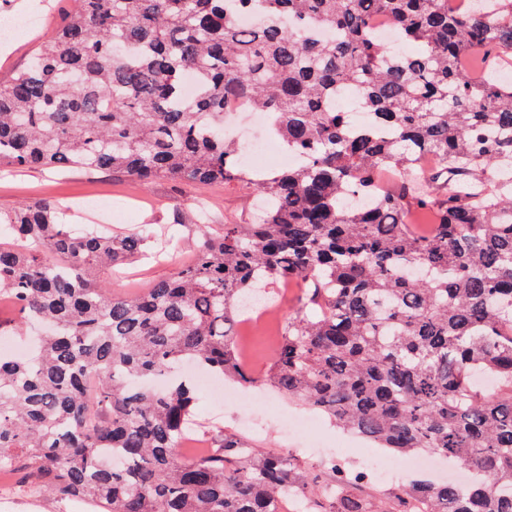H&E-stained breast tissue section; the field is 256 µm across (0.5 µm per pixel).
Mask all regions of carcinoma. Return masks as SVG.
Here are the masks:
<instances>
[{"mask_svg": "<svg viewBox=\"0 0 512 512\" xmlns=\"http://www.w3.org/2000/svg\"><path fill=\"white\" fill-rule=\"evenodd\" d=\"M27 65L0 83V166L112 171L201 186L250 183L256 224L195 220L193 260L144 292L101 275L146 252L144 231L76 232L49 201L0 207V296L49 325L33 354L0 356V469L95 512H372L359 473L326 481L285 453L202 430L194 383L148 381L186 360L268 386L400 455L478 472L466 486L411 484L391 512H512V0H77ZM391 17L395 52L368 25ZM256 17L245 27L239 17ZM326 30L331 38H321ZM481 51L483 78L465 62ZM195 93H184L186 77ZM360 92L369 122L336 109ZM247 98L303 164L238 163L224 99ZM437 157L420 170L424 154ZM395 171L401 188L379 187ZM437 209L425 234L410 207ZM306 288L273 363H240L241 302L285 280ZM488 376L492 385L476 383ZM122 458L115 467L108 457Z\"/></svg>", "mask_w": 512, "mask_h": 512, "instance_id": "cac0c4a2", "label": "carcinoma"}]
</instances>
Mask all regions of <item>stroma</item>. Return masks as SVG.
<instances>
[{
	"mask_svg": "<svg viewBox=\"0 0 512 512\" xmlns=\"http://www.w3.org/2000/svg\"><path fill=\"white\" fill-rule=\"evenodd\" d=\"M75 5V0H0V17L38 11L44 14L40 27L23 33L8 49L0 50V82L28 63L37 46ZM100 196L109 199L110 206L97 216V223L115 232L150 228L159 243L168 247L169 254L164 258L137 261L127 265L125 271L106 275L110 288L127 293L169 277L178 261L191 257L196 234L192 225L178 223L177 216L192 212L197 199L206 201L210 221L215 225L248 224L259 213L256 191L237 183L201 187L157 180L143 185L106 172L57 169L0 174V207L56 200L72 205L66 221L76 226L86 223L91 199ZM236 392L237 399L225 400L215 408L204 390H197L196 417L211 430L237 435L258 450L286 453L319 476L332 463L362 471L364 453L373 447L371 441L325 420L311 434H289L285 423L288 417L302 414V406L271 391L240 385ZM0 482L8 486L7 491L0 492V512H90L87 504L60 501L24 484L20 475L1 476Z\"/></svg>",
	"mask_w": 512,
	"mask_h": 512,
	"instance_id": "1",
	"label": "stroma"
}]
</instances>
